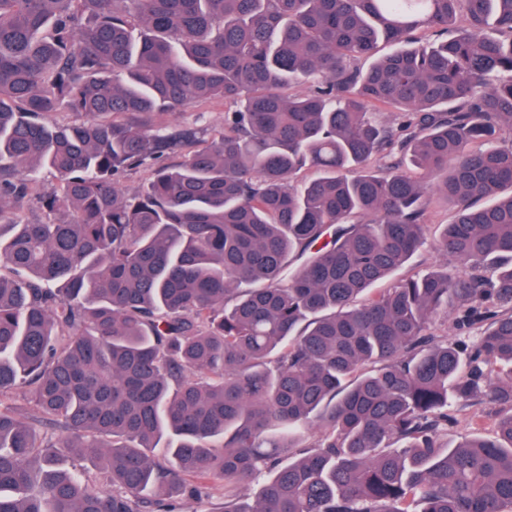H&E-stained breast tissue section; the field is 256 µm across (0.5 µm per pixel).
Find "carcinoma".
<instances>
[{"label": "carcinoma", "instance_id": "obj_1", "mask_svg": "<svg viewBox=\"0 0 512 512\" xmlns=\"http://www.w3.org/2000/svg\"><path fill=\"white\" fill-rule=\"evenodd\" d=\"M213 100L222 133L144 123ZM435 193L445 263L399 277ZM467 402L492 434L452 441ZM209 479L512 512V0H0V512Z\"/></svg>", "mask_w": 512, "mask_h": 512}]
</instances>
